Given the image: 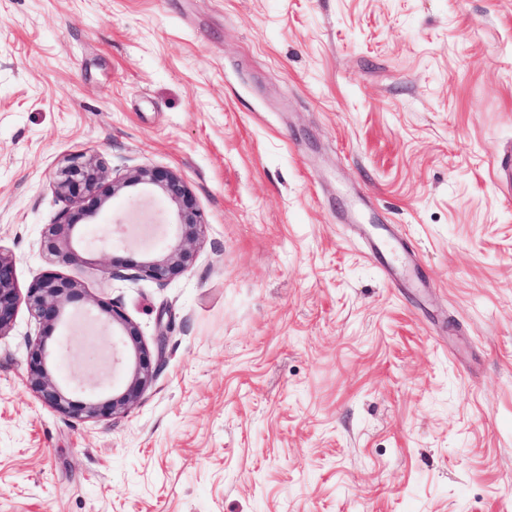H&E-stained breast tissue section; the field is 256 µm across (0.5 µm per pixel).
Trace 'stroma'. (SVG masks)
I'll use <instances>...</instances> for the list:
<instances>
[{
  "instance_id": "obj_1",
  "label": "stroma",
  "mask_w": 512,
  "mask_h": 512,
  "mask_svg": "<svg viewBox=\"0 0 512 512\" xmlns=\"http://www.w3.org/2000/svg\"><path fill=\"white\" fill-rule=\"evenodd\" d=\"M167 168L206 218L192 269L115 277L116 202L43 249L69 157ZM512 0H0V252L120 307L152 352L110 418L24 385L0 337V512H512ZM430 281L400 288L357 224ZM111 330L56 328L60 382L121 387Z\"/></svg>"
}]
</instances>
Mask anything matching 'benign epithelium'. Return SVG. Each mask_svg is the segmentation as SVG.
I'll return each mask as SVG.
<instances>
[{
	"label": "benign epithelium",
	"mask_w": 512,
	"mask_h": 512,
	"mask_svg": "<svg viewBox=\"0 0 512 512\" xmlns=\"http://www.w3.org/2000/svg\"><path fill=\"white\" fill-rule=\"evenodd\" d=\"M105 180V166L95 156H73L56 171L54 188L68 202V208L46 225L44 250L65 264L77 261L79 221L109 209L112 200L139 189L169 201L174 211L168 240L158 248L152 244L145 247V259L134 266L136 274L164 282L189 271L195 263L206 220L185 180L171 170L157 167H132L113 175L108 185ZM83 296L84 291L76 282L56 273L38 277L26 293H20L16 262L0 252V336L11 329L22 303L47 334L64 319L68 306ZM97 306V314L87 309L76 310L73 315L111 325L115 341L113 364L132 360L129 377L111 397L100 398L99 390H89L76 379L69 385L58 382V364L43 341L29 350L25 379L28 389L43 404L74 417L101 418L124 413L137 404L153 378L151 355L138 326L111 304L99 302Z\"/></svg>",
	"instance_id": "obj_1"
}]
</instances>
